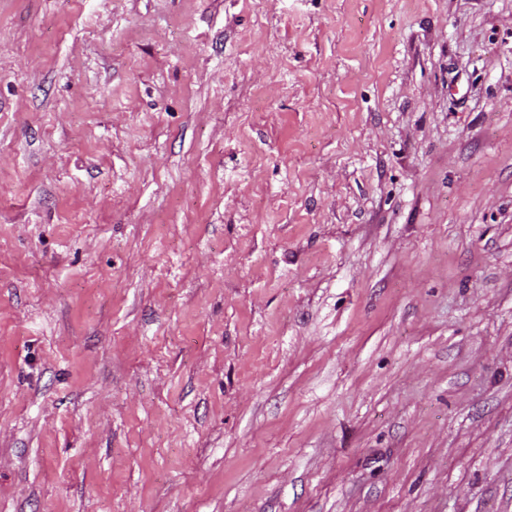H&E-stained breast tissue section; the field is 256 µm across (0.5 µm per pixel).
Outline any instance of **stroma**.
Masks as SVG:
<instances>
[{
    "label": "stroma",
    "mask_w": 512,
    "mask_h": 512,
    "mask_svg": "<svg viewBox=\"0 0 512 512\" xmlns=\"http://www.w3.org/2000/svg\"><path fill=\"white\" fill-rule=\"evenodd\" d=\"M0 512H512V0H0Z\"/></svg>",
    "instance_id": "stroma-1"
}]
</instances>
